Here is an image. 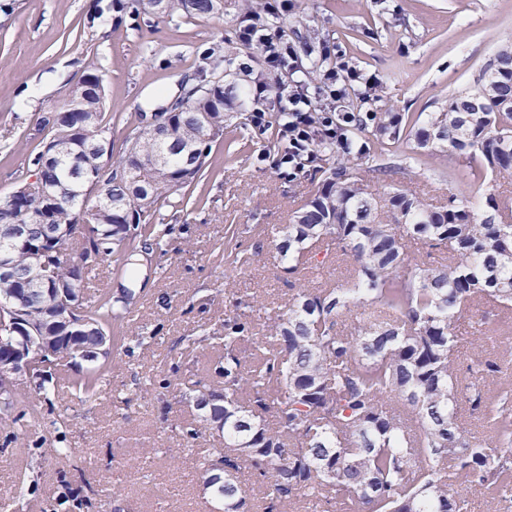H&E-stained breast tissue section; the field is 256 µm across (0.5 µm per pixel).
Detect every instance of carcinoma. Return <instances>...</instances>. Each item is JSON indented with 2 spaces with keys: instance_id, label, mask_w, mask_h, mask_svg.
Segmentation results:
<instances>
[{
  "instance_id": "1",
  "label": "carcinoma",
  "mask_w": 512,
  "mask_h": 512,
  "mask_svg": "<svg viewBox=\"0 0 512 512\" xmlns=\"http://www.w3.org/2000/svg\"><path fill=\"white\" fill-rule=\"evenodd\" d=\"M166 20L214 18L224 0H135ZM199 83L181 93L151 124L127 137L124 155L107 165L96 148L108 136L103 75L78 77L55 110L51 136L28 157L36 182L22 179L0 199V254L11 255L13 276L0 278V304L25 293L20 312H4L0 324V372L13 347L31 329L44 337L56 372L35 369L33 391L0 384V411L50 401L49 384L64 381L80 394L96 391L104 367L71 375L73 346L90 361L112 344V298L89 297L78 262L96 247L102 257L133 252L137 238L161 244L157 204L183 200L182 190L201 173L212 143L223 136L224 113L260 109L239 84L224 81L223 48L201 58ZM287 117L270 116L274 151ZM392 112H345L336 118L340 144L322 145L308 163L323 176L297 208L291 223L271 229L284 270L295 274L313 252L345 260L352 273L330 288H298L269 317L270 332L256 336L236 314L224 319V335L207 336L222 352L209 381L192 382L193 421L183 437L209 432L224 438V451L202 462L204 488L216 512H248L240 472L251 468L266 486L267 512L322 496L349 501L355 512H463L455 485L478 488L493 499H512V380L475 353L469 377L454 366L456 323L469 305L512 306V198L490 190L476 210L452 195L434 206L395 190L379 204L361 187L360 169L336 162H367L358 134L399 135ZM416 148L452 149L470 160L473 182L512 174V43L502 45L474 86L425 121H410ZM17 224L31 230L15 243ZM83 225L79 236L67 233ZM421 240L448 253L433 267L409 250ZM45 254L44 278L65 300L27 286L33 255ZM361 311L355 332L338 320ZM252 348L245 363L241 349ZM488 420L491 435L476 441L460 425L461 405Z\"/></svg>"
}]
</instances>
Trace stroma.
I'll list each match as a JSON object with an SVG mask.
<instances>
[{
    "mask_svg": "<svg viewBox=\"0 0 512 512\" xmlns=\"http://www.w3.org/2000/svg\"><path fill=\"white\" fill-rule=\"evenodd\" d=\"M242 5L224 0L223 17L162 21L101 14L98 0H18L0 25V195L28 176L27 155L48 138L43 116L85 70L104 76L116 157L141 117L174 98L183 78H194L209 47L230 52L233 71L267 73L238 37ZM278 26L299 65L309 63V36L316 53L374 77L379 88L376 102H360L357 83L332 101L318 94V71L307 89L319 105L405 118L447 107L512 39V0H296ZM269 146V133L245 116L225 120L202 178L185 188L183 202L159 204L157 221L170 233L138 265L136 301L112 324L115 342L97 392L84 399L63 387L53 403L0 415V502L17 501L21 512H74V500L88 497L90 512H212L198 451L224 442L183 438L193 409L182 395L187 381L210 379L217 355L205 344L186 349L184 339L223 331L225 315L239 313L265 334L269 316L291 295L280 257L260 230L288 223L318 181L307 172L283 178L260 159ZM370 148L404 167L364 173L363 188L377 201L399 188L436 205L452 194L483 202L457 153L419 156L404 137L374 139ZM230 228L248 265L224 259ZM504 326L512 327V307L485 301L464 310L457 367L466 369L473 357L475 332ZM62 413L68 425L57 424ZM59 446L71 449L67 460L54 455Z\"/></svg>",
    "mask_w": 512,
    "mask_h": 512,
    "instance_id": "stroma-1",
    "label": "stroma"
}]
</instances>
